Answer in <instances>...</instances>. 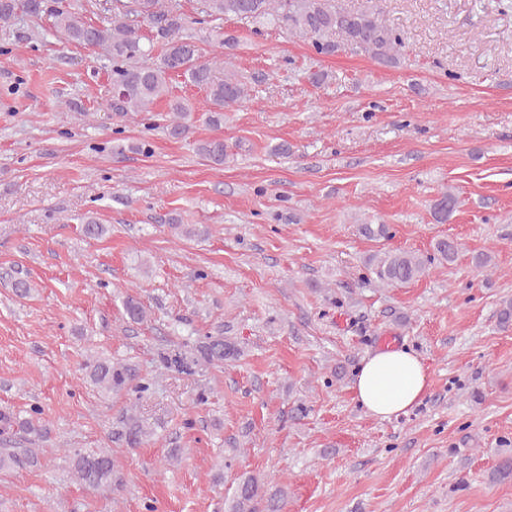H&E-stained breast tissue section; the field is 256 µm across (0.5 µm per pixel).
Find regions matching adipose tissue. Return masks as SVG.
Returning a JSON list of instances; mask_svg holds the SVG:
<instances>
[{
    "label": "adipose tissue",
    "instance_id": "obj_1",
    "mask_svg": "<svg viewBox=\"0 0 512 512\" xmlns=\"http://www.w3.org/2000/svg\"><path fill=\"white\" fill-rule=\"evenodd\" d=\"M428 387L420 358L404 348H387L366 359L353 389L359 405L371 415L389 418L417 405Z\"/></svg>",
    "mask_w": 512,
    "mask_h": 512
}]
</instances>
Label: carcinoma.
I'll list each match as a JSON object with an SVG mask.
<instances>
[{
	"instance_id": "obj_1",
	"label": "carcinoma",
	"mask_w": 512,
	"mask_h": 512,
	"mask_svg": "<svg viewBox=\"0 0 512 512\" xmlns=\"http://www.w3.org/2000/svg\"><path fill=\"white\" fill-rule=\"evenodd\" d=\"M202 13L210 21L224 18L250 19L264 25H275L291 33L311 39L318 55H331L344 44L364 52L385 65H395L404 44L403 33L380 14L364 8H348L336 0H203ZM101 10L110 15V25L101 26L84 19L75 0H0V25H8L20 17L34 22L47 15L53 28L65 42L91 48L112 60V111L122 118H134L151 112L161 101H167L171 114L168 133L180 138L193 125L194 107L183 97L172 96L170 80L182 77L204 90L211 103L207 121L213 126L224 123V111L241 104L248 96L247 84L233 69L229 59L213 57L203 60L198 40L185 33V19L176 0H102ZM156 30L162 39L160 53L153 57L145 48L141 27ZM196 152L217 166L227 157L221 139L200 140ZM459 205L458 195L451 189L440 194L433 205L437 222L448 221ZM360 234L378 241L390 237L386 224H361ZM460 252V244L451 238H439L433 251L378 250L368 255L364 267L384 287H401L419 280L435 263L452 264ZM126 319L142 324L149 317L148 308L135 295L123 300ZM497 325L512 328V298L502 300L496 311ZM244 355L240 344L219 330L207 332L192 341L178 342L157 353V362L168 370L188 376L221 369L227 362H237ZM86 375L101 391L133 394L134 404L121 413L112 429V441L124 448L141 447L153 430L136 410L145 399L151 382L141 378L128 363L101 357H90L84 363ZM44 439L49 429L39 405L30 407L21 417L0 410V472L41 464L44 448H13L14 430ZM75 479L92 490L119 489L123 485L118 457L110 448H71L68 450ZM493 483L512 482V455H502L490 472ZM265 501V512H282L284 492L272 493L254 476L242 478L235 489L230 512H257L258 501Z\"/></svg>"
}]
</instances>
